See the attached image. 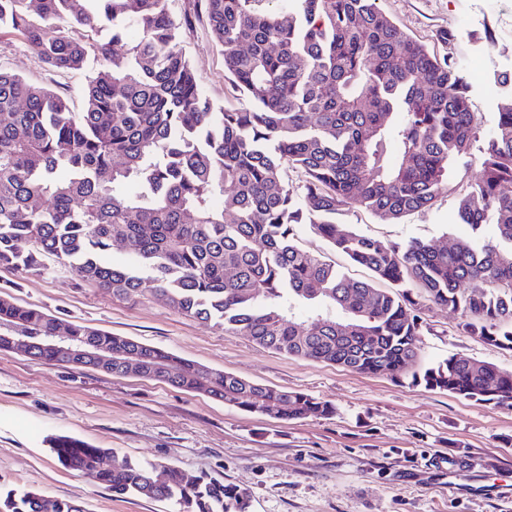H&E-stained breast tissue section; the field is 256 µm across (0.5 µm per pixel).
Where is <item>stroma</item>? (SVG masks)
Returning a JSON list of instances; mask_svg holds the SVG:
<instances>
[{
	"label": "stroma",
	"mask_w": 512,
	"mask_h": 512,
	"mask_svg": "<svg viewBox=\"0 0 512 512\" xmlns=\"http://www.w3.org/2000/svg\"><path fill=\"white\" fill-rule=\"evenodd\" d=\"M377 8L431 53L455 61L483 146L512 73V0H376ZM182 49L204 94L241 108L224 73V57L206 17L194 19ZM0 69L50 86L73 106L85 78L49 71L19 34L0 33ZM480 172L478 155L454 164L435 204L397 223L361 207L337 223L369 237L414 238L446 247L463 234L459 199ZM38 274L0 267V295L48 314L163 348L209 369L332 403L327 418L257 415L203 394L129 373L76 368L0 350V487L34 490L81 504L85 512H175L171 501L119 498L51 451L63 436L109 449L113 457L178 468L189 481L236 485L249 512H512V409L410 385L404 376L369 375L294 358L248 337L182 314L151 295L113 296L80 281L56 258ZM461 318L424 304L419 360L455 355L512 369V349L464 333ZM470 481L449 489L453 470Z\"/></svg>",
	"instance_id": "obj_1"
}]
</instances>
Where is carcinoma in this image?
Segmentation results:
<instances>
[{"mask_svg": "<svg viewBox=\"0 0 512 512\" xmlns=\"http://www.w3.org/2000/svg\"><path fill=\"white\" fill-rule=\"evenodd\" d=\"M168 0H0V30L19 33L52 72L85 75L81 109L46 86L0 70V266L69 265L86 283L148 292L183 313L289 357L367 374L411 370V384L512 409V370L454 355L417 366V288L461 314L462 330L512 348V92L480 155L481 179L458 206L471 235L447 248L404 244L336 223L347 205L385 221L431 206L476 126L458 65L404 35L375 0H195L224 54L243 107L205 96L181 42L190 19ZM112 26L104 43L75 36ZM97 68L85 74L89 58ZM399 113L398 124L391 123ZM301 185L288 183V171ZM312 232L370 273L352 281L300 248ZM121 236L131 260L104 262ZM386 287L380 288L378 284ZM298 302L312 314L295 318ZM0 349L22 332L58 330L112 351V373L137 352L157 380L276 419L328 417V401L214 372L163 349L0 299ZM354 326L342 337L336 326ZM59 462L117 495L165 498L178 512H248L231 484L157 486L151 463L100 468L103 448L60 439ZM0 512H83L66 500L0 490Z\"/></svg>", "mask_w": 512, "mask_h": 512, "instance_id": "carcinoma-1", "label": "carcinoma"}]
</instances>
